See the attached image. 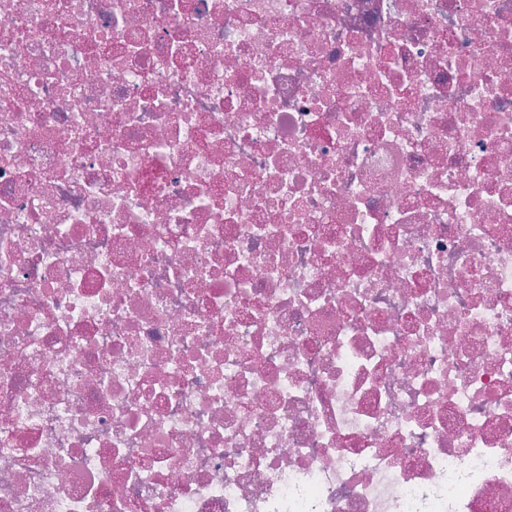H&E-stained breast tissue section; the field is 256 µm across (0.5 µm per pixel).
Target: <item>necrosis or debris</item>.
Wrapping results in <instances>:
<instances>
[{
	"label": "necrosis or debris",
	"instance_id": "necrosis-or-debris-1",
	"mask_svg": "<svg viewBox=\"0 0 512 512\" xmlns=\"http://www.w3.org/2000/svg\"><path fill=\"white\" fill-rule=\"evenodd\" d=\"M0 512H512V0H0Z\"/></svg>",
	"mask_w": 512,
	"mask_h": 512
}]
</instances>
